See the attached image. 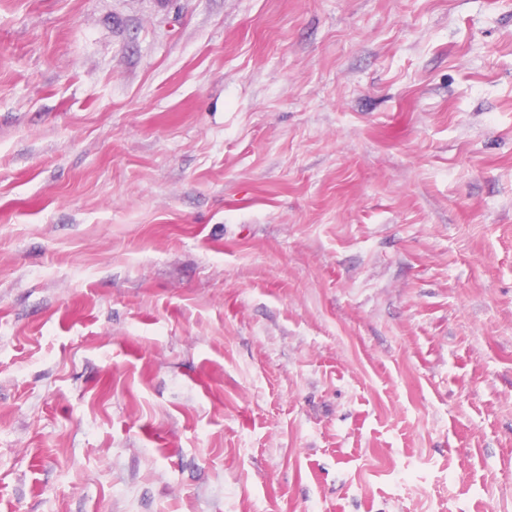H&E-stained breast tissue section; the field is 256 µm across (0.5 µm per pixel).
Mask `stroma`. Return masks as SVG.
<instances>
[{
  "label": "stroma",
  "mask_w": 512,
  "mask_h": 512,
  "mask_svg": "<svg viewBox=\"0 0 512 512\" xmlns=\"http://www.w3.org/2000/svg\"><path fill=\"white\" fill-rule=\"evenodd\" d=\"M0 512H512V0H0Z\"/></svg>",
  "instance_id": "stroma-1"
}]
</instances>
